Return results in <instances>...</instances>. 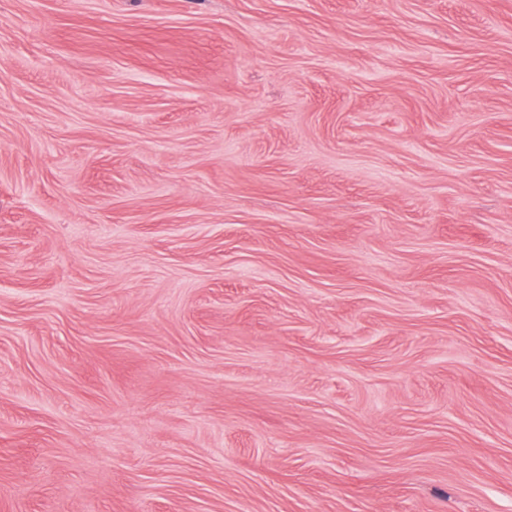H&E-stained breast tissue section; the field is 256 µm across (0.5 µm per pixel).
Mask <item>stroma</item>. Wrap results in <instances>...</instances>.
<instances>
[{
    "label": "stroma",
    "instance_id": "35a3bbf8",
    "mask_svg": "<svg viewBox=\"0 0 512 512\" xmlns=\"http://www.w3.org/2000/svg\"><path fill=\"white\" fill-rule=\"evenodd\" d=\"M0 512H512V0H0Z\"/></svg>",
    "mask_w": 512,
    "mask_h": 512
}]
</instances>
